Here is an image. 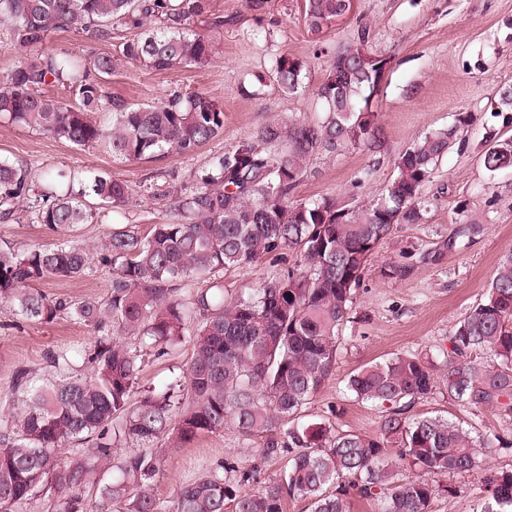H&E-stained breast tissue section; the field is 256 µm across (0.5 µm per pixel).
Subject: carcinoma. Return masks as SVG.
<instances>
[{
	"label": "carcinoma",
	"mask_w": 512,
	"mask_h": 512,
	"mask_svg": "<svg viewBox=\"0 0 512 512\" xmlns=\"http://www.w3.org/2000/svg\"><path fill=\"white\" fill-rule=\"evenodd\" d=\"M209 9V0H0V43L21 53L0 79V120L83 149L105 146L128 162L194 154L224 132L223 105L203 93H174L130 109L108 100L104 81L119 57L150 72L209 63L215 42L193 29ZM344 11V0H304L314 33ZM155 20L162 22L157 30ZM60 31L104 42L125 31L136 37L114 54L73 57L48 47ZM367 43L363 28L332 58L316 89V121L266 125L210 157L188 191L143 186L174 198L167 221L146 233L117 223L98 249L74 240L73 231L127 206L128 184L91 171L39 174L0 158V218L27 217L59 235L24 251L0 247V302L24 320L65 318L98 333L84 369L60 349L48 357L49 377L16 372L18 404L0 414V512L45 496L55 512H90L89 487L98 493L96 512H284L288 498L307 500L311 512H347L352 490L375 500L377 512H428L435 498L459 493L445 477L473 472L484 448L512 447L500 435H474L459 419L409 414L437 393L460 404L512 401L511 252L453 328L442 360L396 354L348 377L357 400L390 406L376 432L296 423L332 370L369 257L394 225L422 221V188L454 135L436 129L414 140L385 190L365 204L350 207L333 196L288 202L314 156L375 147V114L365 107L387 60L365 63ZM304 71L303 61L283 54L271 76L297 94ZM49 84L69 99L41 92ZM102 110L111 114L106 125L93 117ZM482 162L490 173L512 168V140L494 142ZM483 231L463 224L423 260ZM268 258L276 268L258 288L224 295V271ZM97 264L112 274L104 302L52 298L36 288L50 278H82ZM184 343L192 349L187 381L136 390L147 351L163 356ZM228 423L245 436L267 433L261 455L286 460L283 473L253 491L254 469L222 461L180 486L166 510L152 492L160 456L105 454L128 440L147 447L163 436L178 448ZM69 441L92 447L63 464L56 449ZM479 483L487 492L482 512H512V469H486Z\"/></svg>",
	"instance_id": "1"
}]
</instances>
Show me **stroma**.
I'll list each match as a JSON object with an SVG mask.
<instances>
[{
  "label": "stroma",
  "mask_w": 512,
  "mask_h": 512,
  "mask_svg": "<svg viewBox=\"0 0 512 512\" xmlns=\"http://www.w3.org/2000/svg\"><path fill=\"white\" fill-rule=\"evenodd\" d=\"M210 11L195 24L200 33L215 35L216 55L210 63L149 72L124 61L105 88L110 99L129 107L154 104L175 92L207 94L224 108L223 135L191 156L124 162L102 148L82 151L0 122V157L36 169L106 172L126 181L132 198L117 219L149 231L151 225L166 222L170 201L142 195L146 178L191 187L194 171L213 154L260 127L276 121H315L321 111L315 91L332 57L355 41L360 29H367L369 50L388 61L369 100L380 146L372 151L348 147L313 157L290 194L291 202L333 196L355 205L372 199L393 178L395 160L417 136L437 128L455 131L447 154L422 189L427 204L422 223L394 225L371 255L333 371L300 413L302 422L328 420L340 432H375L386 409L356 401L345 388L348 375L394 353L436 355L447 349L455 324L485 293L502 256L512 251V169L492 174L481 161L486 140L512 137V125L493 114L500 87L512 84V0H357L350 16L318 33L305 24L302 0H266L258 10L246 0H210ZM214 16L224 19L216 32L210 28ZM285 53L305 64L306 87L300 93L283 92L270 77L275 59ZM462 113L470 115L471 122L459 128L455 120ZM466 217L484 224V232L462 240L440 261H422V252L435 248ZM55 238L42 224L0 221V245L25 249ZM109 283L110 273L101 267L85 278L50 280L39 289L50 296L103 301ZM96 339V332L85 325L66 319L27 321L0 302V412L14 398L17 368L44 378L48 351L68 348L81 354ZM190 359L187 345L161 358L146 356L139 388L163 387L185 372ZM411 411L456 417L476 433L512 437V412L497 401L459 406L437 394L418 401ZM265 440L261 433L243 436L231 424L180 448L166 447L164 439H157L154 445L162 450L163 467L153 492L172 501L180 485L224 459L255 467L259 482H267L283 463L261 457ZM452 482L459 489L457 497L435 499L430 512H481L485 495L477 475H456Z\"/></svg>",
  "instance_id": "stroma-1"
}]
</instances>
